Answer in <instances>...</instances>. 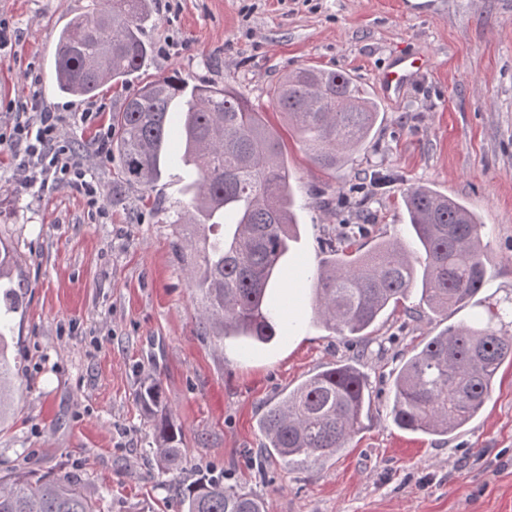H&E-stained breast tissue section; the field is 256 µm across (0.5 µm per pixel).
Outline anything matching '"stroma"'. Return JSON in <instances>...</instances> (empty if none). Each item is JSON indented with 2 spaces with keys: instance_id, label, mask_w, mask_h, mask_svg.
<instances>
[{
  "instance_id": "35a3bbf8",
  "label": "stroma",
  "mask_w": 512,
  "mask_h": 512,
  "mask_svg": "<svg viewBox=\"0 0 512 512\" xmlns=\"http://www.w3.org/2000/svg\"><path fill=\"white\" fill-rule=\"evenodd\" d=\"M89 0H0L17 33L0 57V102L33 96L65 109V132L97 183L98 207L61 185H20L16 154L0 150V243L13 250L22 305L12 319L14 413L0 427V473L76 479L101 512H178L175 488L220 476L261 495L267 512H512V365H503L482 412L445 438L398 429L388 415L394 373L424 337L471 322L512 295V0H150L143 37L153 49L140 81L179 74L234 88L282 137L298 218L281 285L302 325L242 355L204 335L188 270L176 255L177 208L192 177L172 162L159 190L117 179L95 152L118 99L58 96L49 62L58 30ZM399 55L427 69L400 93L381 78ZM33 67L38 79L25 76ZM315 66L350 74L382 112L368 143L342 167L309 159L268 105L279 77ZM101 112L82 123L87 104ZM428 185L464 201L491 242L481 302L449 316L412 294L373 329L345 341L314 317L311 276L328 240L359 225V240L409 239L405 190ZM350 361L371 398L349 446L311 467L261 457L257 422L308 374ZM157 380L183 427L179 470L159 472L153 417L140 380Z\"/></svg>"
}]
</instances>
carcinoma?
Returning <instances> with one entry per match:
<instances>
[{
	"label": "carcinoma",
	"mask_w": 512,
	"mask_h": 512,
	"mask_svg": "<svg viewBox=\"0 0 512 512\" xmlns=\"http://www.w3.org/2000/svg\"><path fill=\"white\" fill-rule=\"evenodd\" d=\"M148 0H99L59 29L54 89L61 96L93 97L109 85L129 91L112 114L117 135L110 151L121 183L154 190L182 147L195 178L185 205L168 216L173 248L189 268L199 295V324L221 340L266 347L288 335V293L272 298L297 221L288 163L262 113L233 89L178 75L131 85L151 48L142 29ZM269 105L285 114L315 163H346L369 138L380 112L376 99L349 74L300 68L269 91ZM403 203L422 269L403 242L380 240L367 250L329 245L313 277L321 323L348 341L368 330L419 289L436 314L473 302L487 281L480 217L467 204L427 186H411ZM14 261L0 248V425L13 413L14 357L9 350ZM512 309H489L484 319L425 337L396 372L390 416L404 431L450 436L482 411L500 366L512 362ZM368 383L343 362L306 376L267 404L258 429L263 448L293 466L315 464L343 451L368 417ZM138 400L159 414L153 456L161 472L178 468L182 429L165 410L161 385L140 384ZM181 512H266L262 497L224 479H199L178 489ZM0 512H99L77 481L13 471L0 476Z\"/></svg>",
	"instance_id": "1"
}]
</instances>
